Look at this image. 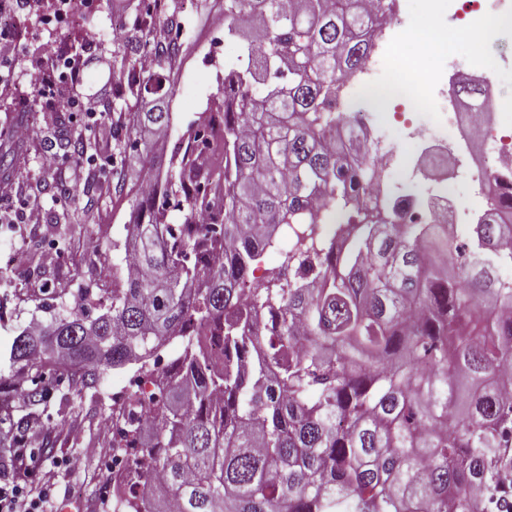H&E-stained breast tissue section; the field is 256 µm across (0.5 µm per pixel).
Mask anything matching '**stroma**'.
Listing matches in <instances>:
<instances>
[{"label":"stroma","instance_id":"35a3bbf8","mask_svg":"<svg viewBox=\"0 0 512 512\" xmlns=\"http://www.w3.org/2000/svg\"><path fill=\"white\" fill-rule=\"evenodd\" d=\"M179 17L190 36L183 42L182 59L188 74L175 78L170 101L172 112L168 134L150 151H117L112 141V125L102 122L97 137L98 150L107 152L111 162L97 168L100 189L94 199L77 191L81 177L77 161L57 156L52 167L43 158L51 153L45 131L54 108L40 95L36 82L37 63L33 49L43 39L58 43L71 41L72 32H48L35 25L32 16L17 11L14 25L22 29L18 51L0 73L9 75L18 91L9 100H0V146L6 145L3 131L29 117L37 125L30 141L15 146V162L9 177L20 179L31 196L39 218L35 224L14 223L9 204L0 205V350L6 348L16 330L31 321L45 322L51 312L69 313L83 296L94 299L98 311L112 304V284L124 273V241L130 232L131 209L138 187L136 172L150 163L169 160L178 139L194 125L197 109L206 108L216 87V64H234L244 43L240 38H225L217 59H210L200 48V37L214 39V32H202L195 6L190 0H163V8L154 17V28H163L167 16ZM133 10L112 12L105 0L97 8L75 21L72 31H84L82 40L83 78L72 92L86 96L112 88V55L132 39ZM479 37L468 46L475 61L497 70L489 92L492 104L512 101V26H488L476 19ZM124 180V191H116L117 180ZM52 226L53 242L41 238L44 226ZM96 238L102 252L94 257L86 247L88 238ZM120 370H108L99 384L76 397L68 395L66 378L52 374L45 382L51 387L40 432L51 433L55 447L40 449L39 472L53 481L52 512L64 502L78 503L81 512H108L112 489L110 462L87 454L89 446L112 445V382Z\"/></svg>","mask_w":512,"mask_h":512}]
</instances>
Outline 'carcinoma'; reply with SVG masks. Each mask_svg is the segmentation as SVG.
I'll return each mask as SVG.
<instances>
[{
  "label": "carcinoma",
  "instance_id": "carcinoma-1",
  "mask_svg": "<svg viewBox=\"0 0 512 512\" xmlns=\"http://www.w3.org/2000/svg\"><path fill=\"white\" fill-rule=\"evenodd\" d=\"M224 31H251L245 60L216 74L218 119L175 146L163 191L138 190L124 244L128 273L112 308L82 305L19 331L10 374L57 371L70 392L176 342L147 413L127 395L112 447L123 451L125 512H512V218L495 200L468 241L452 224L397 222L369 208L372 158L342 133L340 86L373 50L383 8L362 0H200ZM162 0L135 7L151 31ZM171 21L157 70L112 57L115 147L148 148L170 124L182 51ZM153 97L146 112L118 101ZM58 147L90 143L59 133ZM171 207L184 213L167 223ZM292 226V247L266 287L253 266ZM267 319L253 327L255 306ZM28 418L46 401L26 391ZM27 424L0 429V460Z\"/></svg>",
  "mask_w": 512,
  "mask_h": 512
}]
</instances>
